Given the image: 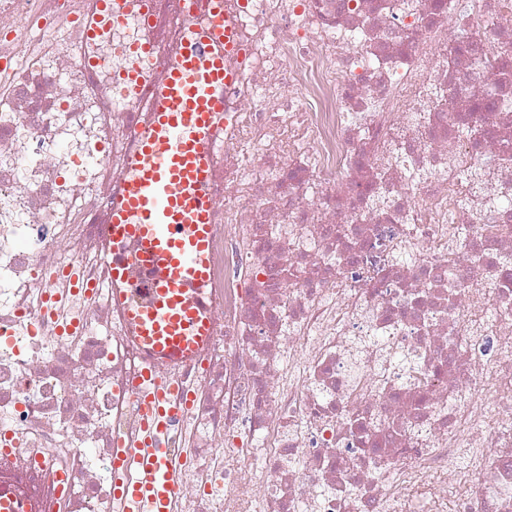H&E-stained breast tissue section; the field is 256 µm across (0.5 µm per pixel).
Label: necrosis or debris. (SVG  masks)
Segmentation results:
<instances>
[{"mask_svg":"<svg viewBox=\"0 0 512 512\" xmlns=\"http://www.w3.org/2000/svg\"><path fill=\"white\" fill-rule=\"evenodd\" d=\"M0 0V498L125 512L149 423L108 225L169 0ZM211 139L212 341L159 370L172 512H512V0H244ZM101 61L95 73L83 53ZM68 476L59 485L57 472ZM151 0H95V12L83 23V41L91 43L112 26L124 24L131 13L145 18ZM147 76L148 74L139 66L132 65L118 73L115 77V82L123 88L127 96L135 98Z\"/></svg>","mask_w":512,"mask_h":512,"instance_id":"necrosis-or-debris-1","label":"necrosis or debris"}]
</instances>
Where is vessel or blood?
<instances>
[{"instance_id":"obj_1","label":"vessel or blood","mask_w":512,"mask_h":512,"mask_svg":"<svg viewBox=\"0 0 512 512\" xmlns=\"http://www.w3.org/2000/svg\"><path fill=\"white\" fill-rule=\"evenodd\" d=\"M224 3L178 0L179 7L195 11L197 18L185 25L172 59L155 82L152 121L128 160L133 176L123 185L110 220L112 293L124 305L146 359L143 378L132 393L148 410L153 430L173 413L163 390L153 385L158 367L191 362L212 334L208 145L224 112V90L237 79L226 61L242 52L238 23ZM150 5L151 0H95V12L83 24L84 41L124 24L130 14L147 16ZM123 51L134 64L115 81L133 98L147 78L138 62L153 58L155 45L134 40ZM131 244L136 247L132 254L127 251ZM136 265L148 279L139 301L127 287ZM115 468L136 473L119 486L126 503L144 506L146 512H169L178 483L153 431L140 448L116 460Z\"/></svg>"}]
</instances>
